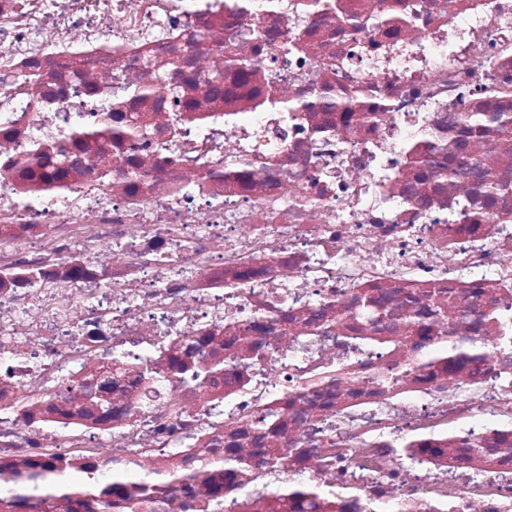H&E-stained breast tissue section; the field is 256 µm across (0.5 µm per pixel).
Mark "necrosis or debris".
Here are the masks:
<instances>
[{
	"mask_svg": "<svg viewBox=\"0 0 512 512\" xmlns=\"http://www.w3.org/2000/svg\"><path fill=\"white\" fill-rule=\"evenodd\" d=\"M504 114L512 0H0V512H512Z\"/></svg>",
	"mask_w": 512,
	"mask_h": 512,
	"instance_id": "necrosis-or-debris-1",
	"label": "necrosis or debris"
}]
</instances>
